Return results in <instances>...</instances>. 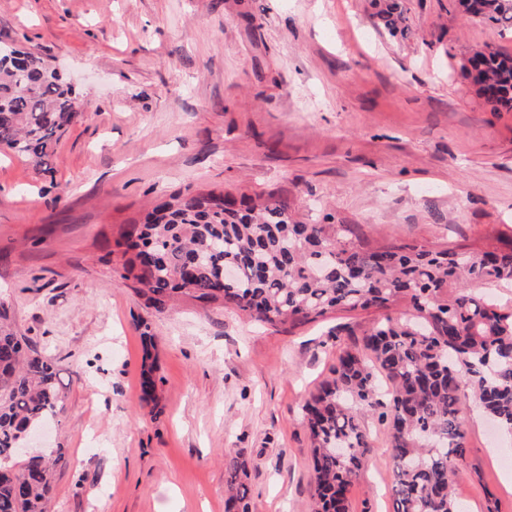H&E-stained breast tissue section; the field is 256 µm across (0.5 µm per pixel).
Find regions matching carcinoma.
Instances as JSON below:
<instances>
[{"label": "carcinoma", "mask_w": 512, "mask_h": 512, "mask_svg": "<svg viewBox=\"0 0 512 512\" xmlns=\"http://www.w3.org/2000/svg\"><path fill=\"white\" fill-rule=\"evenodd\" d=\"M466 14L512 32V0H458ZM491 111H512V53L469 59ZM84 116L64 74L32 52L0 46V151L53 174L55 146ZM189 189L161 199L105 240L121 279L156 313L187 298L221 304L252 320L292 327L338 309L384 310L336 356L304 406L315 473L311 512H349L348 493L370 435L367 413L385 427L395 475L394 512H463L454 493L465 461L459 411L470 399L512 432V310L485 295L512 285V247L473 252L388 243L365 248L349 224L297 218L287 200ZM393 306L405 311L393 315ZM61 402L51 359L12 326L0 303V512H48L52 454L17 461L27 426ZM244 463L226 468L227 512H251Z\"/></svg>", "instance_id": "carcinoma-1"}]
</instances>
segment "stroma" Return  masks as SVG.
Segmentation results:
<instances>
[{
	"mask_svg": "<svg viewBox=\"0 0 512 512\" xmlns=\"http://www.w3.org/2000/svg\"><path fill=\"white\" fill-rule=\"evenodd\" d=\"M73 79L87 114L53 177L0 154V302L54 363L63 404L50 512H224L225 465L246 463L253 512H309L303 405L378 309L298 327L184 300L156 315L99 241L167 191L285 196L361 241L428 248L512 242V112L466 63L512 34L457 0H0V45ZM156 392L141 388L140 322ZM466 512H512V433L465 403ZM351 512H393L384 427Z\"/></svg>",
	"mask_w": 512,
	"mask_h": 512,
	"instance_id": "35a3bbf8",
	"label": "stroma"
}]
</instances>
